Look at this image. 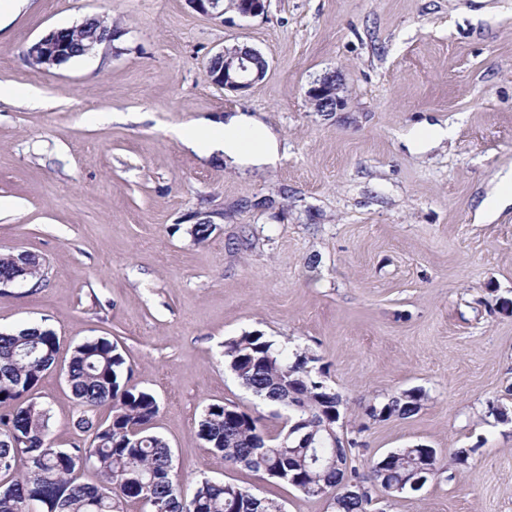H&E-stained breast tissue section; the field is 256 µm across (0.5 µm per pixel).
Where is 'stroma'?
Listing matches in <instances>:
<instances>
[{"instance_id": "35a3bbf8", "label": "stroma", "mask_w": 512, "mask_h": 512, "mask_svg": "<svg viewBox=\"0 0 512 512\" xmlns=\"http://www.w3.org/2000/svg\"><path fill=\"white\" fill-rule=\"evenodd\" d=\"M92 17L121 37L47 72L27 63L32 42ZM235 44L269 62L241 94L204 73ZM330 70L346 106L314 111L306 91ZM1 87L21 95L0 100V251L38 255L46 276L0 292V330L46 325L63 360L91 337L118 343L158 401L185 496L206 476L285 512H334L197 435L218 400L280 431L224 362L225 341L258 332L342 394L359 474L436 450L435 478L387 512H512V206L480 207L512 169V0H270L220 20L186 0H22L0 21ZM239 110L278 133L274 168H230L172 134ZM431 125L452 137L410 150ZM411 389L414 415L367 416ZM39 394L69 447L77 405L57 372Z\"/></svg>"}]
</instances>
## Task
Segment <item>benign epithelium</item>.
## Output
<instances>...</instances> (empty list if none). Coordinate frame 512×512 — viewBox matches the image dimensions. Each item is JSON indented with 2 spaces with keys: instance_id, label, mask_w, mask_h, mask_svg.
Masks as SVG:
<instances>
[{
  "instance_id": "7a95c632",
  "label": "benign epithelium",
  "mask_w": 512,
  "mask_h": 512,
  "mask_svg": "<svg viewBox=\"0 0 512 512\" xmlns=\"http://www.w3.org/2000/svg\"><path fill=\"white\" fill-rule=\"evenodd\" d=\"M186 2L192 10L203 16L224 19V0H186ZM267 6L268 0H235L232 10L241 18H253L265 14ZM82 28L83 25L79 24L50 30L28 46L27 53L30 61L43 70L58 67L76 57L88 55L103 45H111L122 34L119 29H111L103 40L89 37L82 42L73 39L72 34L79 33ZM258 55L260 51L246 45H233L220 49L210 57L212 61L221 62L220 70L211 76V83L231 92L249 90L262 81L267 73V69L255 65V57ZM306 97L317 112L342 111L346 106V98L340 72L329 71L314 80L306 91ZM434 455L433 449H427L418 458L411 472L406 474L400 482L383 491L375 485L360 488V493L369 500L370 512H384V509L376 507V504L390 497L394 492L422 489L435 475V469L430 466Z\"/></svg>"
}]
</instances>
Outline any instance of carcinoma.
<instances>
[{
  "instance_id": "obj_1",
  "label": "carcinoma",
  "mask_w": 512,
  "mask_h": 512,
  "mask_svg": "<svg viewBox=\"0 0 512 512\" xmlns=\"http://www.w3.org/2000/svg\"><path fill=\"white\" fill-rule=\"evenodd\" d=\"M36 257L31 266L20 267L14 253L0 254V280L41 281ZM60 342L54 330L30 326L15 332H0V404L13 410L0 415V456L10 465L0 469V512H121L126 502H139L149 494L166 512H278L281 503L273 498L250 494L235 499L224 483L202 478L195 487L194 501L182 502L180 480L172 466L168 442L153 432L159 411L156 397L132 383V367L119 346L105 337L89 338L76 345L64 364L66 386L80 413L75 421L82 441L69 448H56L49 438V411L34 395L44 373L58 360ZM224 361L238 381L273 405H284L294 396L299 409L291 411L294 421H302V431L325 435L324 426L336 424V409L343 405L340 394L325 385L324 372L309 366L307 356L289 359L285 350L262 334L249 332L224 344ZM420 397L410 391L393 396L378 409L389 416H409L419 407ZM106 408L109 417L101 420L98 411ZM224 402L205 407L198 423V436L211 453L224 462L277 478L279 471L295 475L302 487H321L329 492L343 486L348 493L333 498L336 512H368L365 498L351 491L350 483L371 484L379 480L377 471L362 476L348 468L349 454L356 446L333 448L324 439L317 452L329 464H314L311 449L271 451L255 459L260 442L271 443L260 419L236 409L224 416ZM27 456L30 469L20 472L17 462ZM84 457L87 470L95 472L101 485L80 481L73 458ZM417 461V450L401 448L389 461L390 478L395 480ZM40 471L31 481L30 470Z\"/></svg>"
}]
</instances>
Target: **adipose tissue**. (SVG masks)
<instances>
[{"mask_svg":"<svg viewBox=\"0 0 512 512\" xmlns=\"http://www.w3.org/2000/svg\"><path fill=\"white\" fill-rule=\"evenodd\" d=\"M174 135L200 155L217 153L233 164L272 167L280 159L277 133L249 112L237 111L207 126H181Z\"/></svg>","mask_w":512,"mask_h":512,"instance_id":"ef3b65f1","label":"adipose tissue"}]
</instances>
